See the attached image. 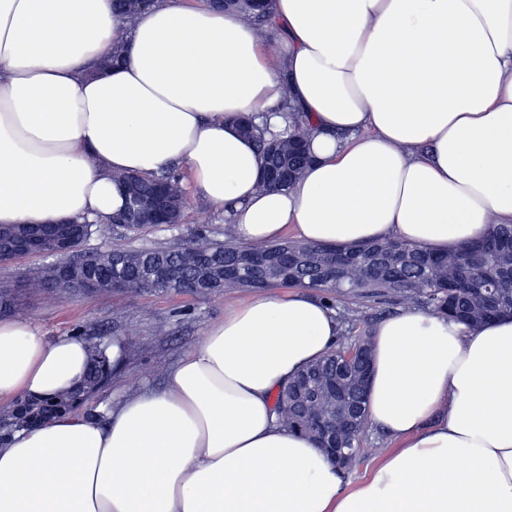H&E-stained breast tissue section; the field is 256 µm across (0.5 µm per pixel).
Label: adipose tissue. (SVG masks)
I'll list each match as a JSON object with an SVG mask.
<instances>
[{"mask_svg": "<svg viewBox=\"0 0 512 512\" xmlns=\"http://www.w3.org/2000/svg\"><path fill=\"white\" fill-rule=\"evenodd\" d=\"M282 37L155 0H0V224L105 220L118 173L183 164L244 242L395 239L447 252L512 224V0H271ZM125 37L127 60L88 76ZM290 98L313 160L258 187L230 122L279 131ZM291 290L225 312L101 425L65 414L0 444V512H512V317L408 309L373 335L368 421L399 439L360 483L283 426L279 389L337 342ZM85 340L0 320V402L71 391Z\"/></svg>", "mask_w": 512, "mask_h": 512, "instance_id": "obj_1", "label": "adipose tissue"}]
</instances>
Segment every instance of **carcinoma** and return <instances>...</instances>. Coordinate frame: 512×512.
<instances>
[{
  "instance_id": "1",
  "label": "carcinoma",
  "mask_w": 512,
  "mask_h": 512,
  "mask_svg": "<svg viewBox=\"0 0 512 512\" xmlns=\"http://www.w3.org/2000/svg\"><path fill=\"white\" fill-rule=\"evenodd\" d=\"M210 7L239 14L260 36L272 27L269 6L259 7L256 0H205ZM143 8L142 0H113L112 9L122 22L130 25ZM282 107L291 119L278 136L269 137L252 116H239L236 124L252 138L263 161L271 160L281 172L280 181L262 179L261 186L278 189L287 186L310 162L306 139L310 123L293 111L290 100ZM126 187L122 212L106 222L74 226L73 274L90 270L100 293L112 291L118 282L128 288H149L182 293L190 284L195 293L206 295L221 288H310L321 291L331 301L341 294L364 293L385 303L411 304L441 314L457 313V319L480 324L501 315H512V224H492L486 238L464 245L446 254L400 241H375L350 246L304 244L292 241L238 243L230 225H224L218 240L209 230L200 229L194 241L181 246L153 249H99L79 253L88 238L114 233L135 232L148 226L181 223L186 207L181 177L168 169L150 176L127 173L119 176ZM145 203L162 199L164 215L159 221H141L131 207L132 199ZM53 224H17L0 226V241L33 238L34 250H53ZM28 286L60 297L72 288L53 266L29 279ZM372 336H359L350 343L339 342L322 358L301 371L277 394L275 409L283 424L293 432L315 437L314 412H329L333 398L327 390L336 380L348 387L351 400L364 407L367 390L352 388L362 364L349 356L356 348L370 355ZM88 375L74 392L39 401L20 402L12 418L20 429L40 426L79 405L87 394L95 393L112 373L108 347L88 343ZM365 431V416L352 426H342L337 434L340 448H359Z\"/></svg>"
}]
</instances>
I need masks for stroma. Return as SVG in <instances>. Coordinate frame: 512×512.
Returning <instances> with one entry per match:
<instances>
[{
	"mask_svg": "<svg viewBox=\"0 0 512 512\" xmlns=\"http://www.w3.org/2000/svg\"><path fill=\"white\" fill-rule=\"evenodd\" d=\"M182 186L187 204L185 218L175 225L160 224L136 235L87 241L86 250L99 248L132 249L167 247L190 240L193 232L209 217L211 232L224 225V213L213 208L197 193L190 174H183ZM57 259L29 254L0 264V287H8L14 298L15 319L29 322L42 336L80 335L103 344L119 341L124 345L123 365L89 400L79 408L108 413L129 394L143 387L162 388L168 370L193 346L199 344L208 326L224 318L225 310L255 298V291L232 288L209 295H192L155 290L116 288L108 293L75 291L61 298H50L28 288L35 272L56 264ZM332 308L341 324V334L350 339L373 332L382 319V304L358 295H342ZM397 442L385 432L368 429L360 440V458L343 480L352 486L364 479Z\"/></svg>",
	"mask_w": 512,
	"mask_h": 512,
	"instance_id": "1",
	"label": "stroma"
}]
</instances>
